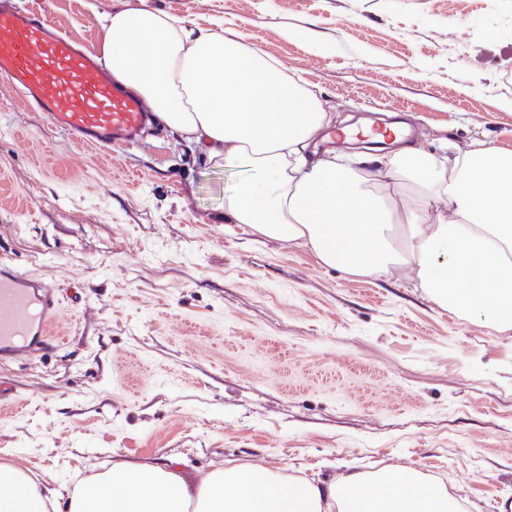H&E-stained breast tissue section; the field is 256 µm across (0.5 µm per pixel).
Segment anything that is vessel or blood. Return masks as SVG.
<instances>
[{"mask_svg":"<svg viewBox=\"0 0 512 512\" xmlns=\"http://www.w3.org/2000/svg\"><path fill=\"white\" fill-rule=\"evenodd\" d=\"M0 77L26 105L90 150L136 143L153 124L145 100L116 83L85 46L46 13L12 0H0ZM60 309L51 285L1 264L0 354L31 361L59 348L51 326Z\"/></svg>","mask_w":512,"mask_h":512,"instance_id":"obj_1","label":"vessel or blood"}]
</instances>
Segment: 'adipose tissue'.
<instances>
[{
  "mask_svg": "<svg viewBox=\"0 0 512 512\" xmlns=\"http://www.w3.org/2000/svg\"><path fill=\"white\" fill-rule=\"evenodd\" d=\"M101 52L117 81L215 165L249 176L234 223L309 249L325 267L379 278L410 267L438 307L512 325V150L473 142L435 160L402 146L364 175L308 147L331 124L322 101L260 49L141 8L108 18ZM444 201L447 213L432 214ZM407 469L315 481L235 465L190 485L178 470L118 460L67 497L0 463V512H460Z\"/></svg>",
  "mask_w": 512,
  "mask_h": 512,
  "instance_id": "1",
  "label": "adipose tissue"
}]
</instances>
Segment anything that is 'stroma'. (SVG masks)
I'll return each instance as SVG.
<instances>
[{
    "label": "stroma",
    "instance_id": "1",
    "mask_svg": "<svg viewBox=\"0 0 512 512\" xmlns=\"http://www.w3.org/2000/svg\"><path fill=\"white\" fill-rule=\"evenodd\" d=\"M99 50L147 7L281 63L340 126L402 120L441 156L512 150V0H43ZM325 50L312 54L308 38ZM154 121L87 156L0 78V260L61 290L64 345L0 360V461L67 493L124 458L190 483L232 461L311 480L406 468L464 512H512V328L359 278L233 223L244 180Z\"/></svg>",
    "mask_w": 512,
    "mask_h": 512
}]
</instances>
